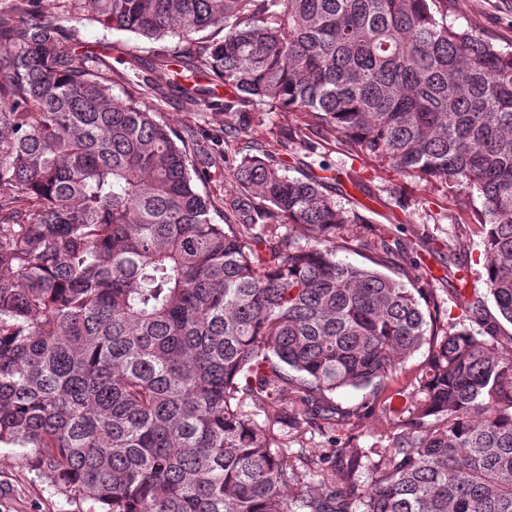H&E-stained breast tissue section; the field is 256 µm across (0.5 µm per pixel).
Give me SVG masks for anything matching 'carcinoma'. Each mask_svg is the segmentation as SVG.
<instances>
[{"instance_id": "cac0c4a2", "label": "carcinoma", "mask_w": 512, "mask_h": 512, "mask_svg": "<svg viewBox=\"0 0 512 512\" xmlns=\"http://www.w3.org/2000/svg\"><path fill=\"white\" fill-rule=\"evenodd\" d=\"M447 4L0 0V446L99 512H512V52ZM85 20L178 40L137 79L208 74L247 127L312 123L215 156L162 119L158 85L113 93L77 51ZM314 131L480 200L500 319L477 300L449 322L431 285L337 258L336 230L368 220L328 167L287 175ZM202 167L238 196L202 194ZM347 387L372 388L369 448L336 444L361 417ZM273 424L326 441L292 450ZM307 118L306 115L294 112H267L262 125H254L248 133L249 136L240 135L239 139L266 143L275 139L281 128L303 124Z\"/></svg>"}]
</instances>
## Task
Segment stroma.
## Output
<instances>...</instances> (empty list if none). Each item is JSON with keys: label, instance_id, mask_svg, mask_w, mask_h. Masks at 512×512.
<instances>
[{"label": "stroma", "instance_id": "stroma-1", "mask_svg": "<svg viewBox=\"0 0 512 512\" xmlns=\"http://www.w3.org/2000/svg\"><path fill=\"white\" fill-rule=\"evenodd\" d=\"M448 19L491 40L499 49L512 51V0H448ZM75 43L79 51L97 54L110 65L116 95L130 91L126 52L137 43L133 34L85 23L77 27ZM162 116L197 143L229 151L235 147L234 141L225 140L224 131L236 121L222 109L190 111L181 96L172 92L165 100ZM288 160L292 177L322 164L330 166L338 175L337 202L356 208L364 216V223L348 224L337 231L339 259L366 264L376 243L374 224L389 225L394 249L385 260L390 275L406 281L443 277L449 262H456L464 266L466 274L461 293H454L446 283L438 289L447 314L458 318L462 302L480 299L488 316H496L485 285L481 239L466 232L469 216L464 193H452L443 183H429L379 166L348 152L332 137L318 140L312 148L290 146ZM459 236L464 237V246L456 255H449V241ZM23 454L20 448L0 447V512H91L92 503L58 495L46 475L29 469Z\"/></svg>", "mask_w": 512, "mask_h": 512}]
</instances>
